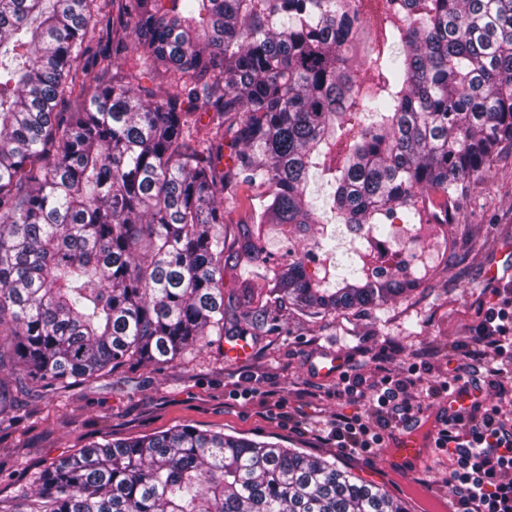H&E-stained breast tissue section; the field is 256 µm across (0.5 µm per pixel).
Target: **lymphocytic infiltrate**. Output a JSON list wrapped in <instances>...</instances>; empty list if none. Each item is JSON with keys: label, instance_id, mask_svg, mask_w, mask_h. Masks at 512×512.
Returning a JSON list of instances; mask_svg holds the SVG:
<instances>
[{"label": "lymphocytic infiltrate", "instance_id": "lymphocytic-infiltrate-1", "mask_svg": "<svg viewBox=\"0 0 512 512\" xmlns=\"http://www.w3.org/2000/svg\"><path fill=\"white\" fill-rule=\"evenodd\" d=\"M467 357L465 372L449 370L440 382L413 373L372 382L355 377L347 392L360 403V411L336 416L322 425V432L337 447L353 452L380 448L415 413L407 398L409 387H422L426 397L437 398L458 387L477 392L482 382H494L497 403L485 407L475 400L457 407L435 428L433 441L448 451V495L462 512H512V310L490 309Z\"/></svg>", "mask_w": 512, "mask_h": 512}]
</instances>
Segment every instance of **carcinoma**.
I'll return each mask as SVG.
<instances>
[{
  "instance_id": "obj_1",
  "label": "carcinoma",
  "mask_w": 512,
  "mask_h": 512,
  "mask_svg": "<svg viewBox=\"0 0 512 512\" xmlns=\"http://www.w3.org/2000/svg\"><path fill=\"white\" fill-rule=\"evenodd\" d=\"M395 2L366 88L353 0H0V368L50 392L226 335L237 184L264 190L252 224L321 227L314 271L296 253L244 301L251 335L420 288L347 233L424 224V192L461 199L512 146V0ZM235 257L266 260L247 225ZM8 512L410 510L324 456L182 425L90 441Z\"/></svg>"
}]
</instances>
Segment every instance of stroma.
Instances as JSON below:
<instances>
[{
	"label": "stroma",
	"instance_id": "obj_1",
	"mask_svg": "<svg viewBox=\"0 0 512 512\" xmlns=\"http://www.w3.org/2000/svg\"><path fill=\"white\" fill-rule=\"evenodd\" d=\"M259 196L247 185L233 189L224 202L227 238L251 223ZM427 198L432 214L449 217L456 248L447 267L437 268L408 298L319 322L281 315L279 329L250 341L243 361L225 359L219 339L202 353L189 352L168 364H125L84 385L18 398L16 418L0 422V503H15L31 492L46 462L89 441L188 424L315 456L335 453L339 465L408 500L411 512H422L426 501L412 484L420 477L441 487L445 451L432 449L418 477L410 463L386 469L384 449L366 455L335 449L311 425L357 409L340 396L341 378L319 375L324 357L337 355L353 376L370 377L379 367L400 378L413 368L437 379L452 363L449 348L474 338L484 313L512 299V148L503 147L488 178L472 184L456 204L433 191Z\"/></svg>",
	"mask_w": 512,
	"mask_h": 512
}]
</instances>
